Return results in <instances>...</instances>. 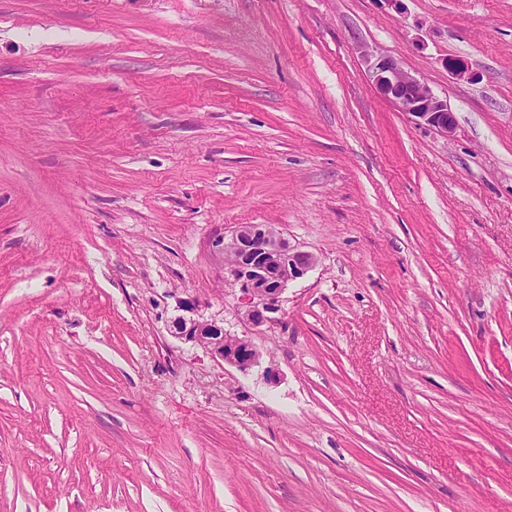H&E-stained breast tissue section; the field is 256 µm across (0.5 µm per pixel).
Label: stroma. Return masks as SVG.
I'll return each mask as SVG.
<instances>
[{"label": "stroma", "instance_id": "obj_1", "mask_svg": "<svg viewBox=\"0 0 512 512\" xmlns=\"http://www.w3.org/2000/svg\"><path fill=\"white\" fill-rule=\"evenodd\" d=\"M241 224L317 259L282 324ZM0 512H512V0H0ZM367 76L375 88L419 125L432 128L450 138L456 130L454 112L448 101L407 71L397 60L361 47ZM215 244L230 257L228 273L240 288L246 318L254 326L281 320V296L288 283L316 263L313 254L291 246L265 224L239 226L229 241L224 237ZM179 308L189 313L175 320L174 335L184 343L200 345L210 354L239 371H248L261 363V353L245 337L224 335V328L215 322L195 317L196 305L193 300L181 302Z\"/></svg>", "mask_w": 512, "mask_h": 512}]
</instances>
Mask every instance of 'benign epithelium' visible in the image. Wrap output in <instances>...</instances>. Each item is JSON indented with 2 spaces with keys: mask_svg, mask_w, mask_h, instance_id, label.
I'll return each mask as SVG.
<instances>
[{
  "mask_svg": "<svg viewBox=\"0 0 512 512\" xmlns=\"http://www.w3.org/2000/svg\"><path fill=\"white\" fill-rule=\"evenodd\" d=\"M367 76L375 88L419 125L450 138L456 130L454 112L448 101L407 71L397 60L361 47ZM216 247L230 257L228 273L240 288L248 322L254 326L272 325L281 320V296L288 283L313 268L316 258L288 243L281 233L265 224L237 227L228 240ZM184 314L174 324V335L185 343L200 345L225 364L248 371L261 363V353L250 340L224 334L215 322L195 317L192 300L181 302Z\"/></svg>",
  "mask_w": 512,
  "mask_h": 512,
  "instance_id": "obj_1",
  "label": "benign epithelium"
}]
</instances>
